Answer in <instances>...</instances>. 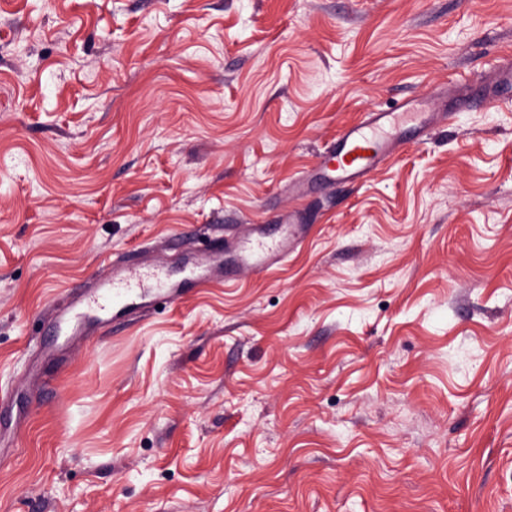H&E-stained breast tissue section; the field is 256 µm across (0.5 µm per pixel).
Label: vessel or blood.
<instances>
[{"instance_id": "vessel-or-blood-1", "label": "vessel or blood", "mask_w": 512, "mask_h": 512, "mask_svg": "<svg viewBox=\"0 0 512 512\" xmlns=\"http://www.w3.org/2000/svg\"><path fill=\"white\" fill-rule=\"evenodd\" d=\"M512 89V62L497 67L483 85L469 87L456 100L460 109H473L488 103H499V90ZM409 112L411 120L420 128H427L438 120L435 112L415 113L411 103H404L401 112H372L360 123L345 127L336 140L321 155V166L316 176L325 182L362 180L377 171L399 147L396 132L402 112ZM307 231L295 214L285 216L276 234H268L265 226L248 225L234 242L204 257L205 274L194 276L195 284L206 283L220 273L227 275L248 271L262 274L271 271L297 251ZM169 275L165 264L145 269L134 262L113 261L112 274L101 280L93 291L85 294V308L97 314L120 305L150 310L155 300L173 302V294L165 287Z\"/></svg>"}]
</instances>
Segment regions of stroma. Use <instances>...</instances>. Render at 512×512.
I'll use <instances>...</instances> for the list:
<instances>
[{
	"label": "stroma",
	"instance_id": "obj_1",
	"mask_svg": "<svg viewBox=\"0 0 512 512\" xmlns=\"http://www.w3.org/2000/svg\"><path fill=\"white\" fill-rule=\"evenodd\" d=\"M512 0H0V512H512ZM265 275L68 316L111 261L288 213ZM510 88L512 90V62L498 66L492 75L485 79L484 86H470L467 93L455 100L456 110L473 109L487 104H512V97L504 100L499 97L497 90ZM495 94L491 96V94ZM413 102L399 107L404 112H371L362 122L345 127L320 155L322 166L316 172V178L325 182L366 179L401 145L396 138L401 127L400 119L407 117L415 121L420 118L418 128L424 130L435 120L449 119L453 113L410 112Z\"/></svg>",
	"mask_w": 512,
	"mask_h": 512
}]
</instances>
